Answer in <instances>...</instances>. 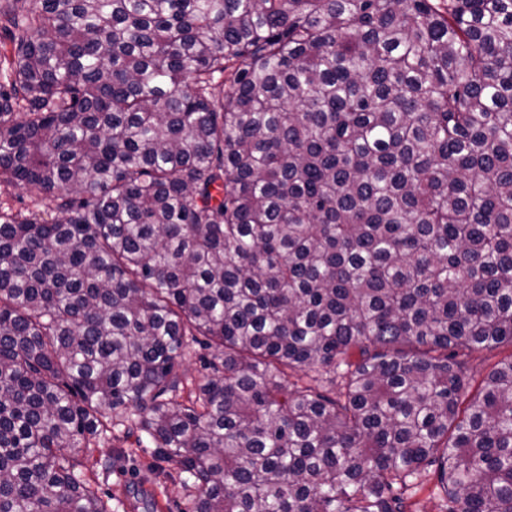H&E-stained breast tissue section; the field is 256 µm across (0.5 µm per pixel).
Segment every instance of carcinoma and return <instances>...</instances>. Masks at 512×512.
I'll list each match as a JSON object with an SVG mask.
<instances>
[{"instance_id":"obj_1","label":"carcinoma","mask_w":512,"mask_h":512,"mask_svg":"<svg viewBox=\"0 0 512 512\" xmlns=\"http://www.w3.org/2000/svg\"><path fill=\"white\" fill-rule=\"evenodd\" d=\"M0 512H512V0H5ZM53 213L50 221L42 214ZM220 365L179 401L188 337ZM356 349L359 359L349 360ZM340 379L288 387V372ZM0 201L7 202L14 211L32 207L29 193L18 186L0 184ZM512 354L510 345H502L493 351H480L472 353H460L459 358L470 370L472 381L471 391L479 388L485 375L501 360L508 358ZM120 430L114 438L102 439L79 467L112 512H145L144 498L155 502L154 512H192L191 492L176 465L161 458L146 439L139 445L138 433L129 435L122 426ZM161 503L168 508L162 509ZM436 485V479L430 476L422 488L412 492L410 490L408 492V504L410 506L407 510L412 512H440L443 502Z\"/></svg>"}]
</instances>
